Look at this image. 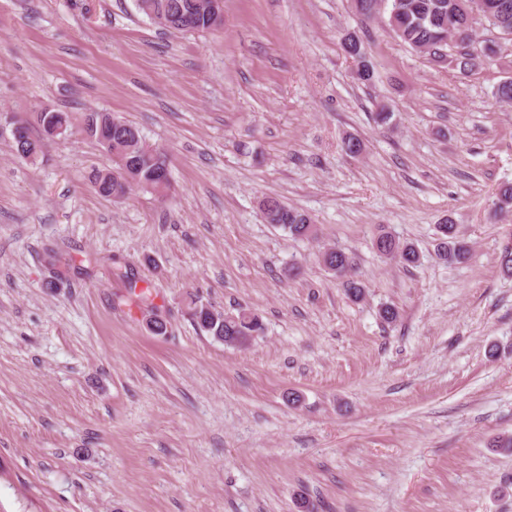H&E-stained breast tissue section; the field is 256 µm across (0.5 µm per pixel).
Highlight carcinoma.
Masks as SVG:
<instances>
[{"label":"carcinoma","instance_id":"obj_1","mask_svg":"<svg viewBox=\"0 0 512 512\" xmlns=\"http://www.w3.org/2000/svg\"><path fill=\"white\" fill-rule=\"evenodd\" d=\"M202 0H152L155 11L159 12L154 21L161 29L175 32L167 24L183 14L199 8ZM364 5L355 6L357 12L365 17L376 13L388 14V26L396 38L413 51L427 55L436 60L437 50L448 47V65L459 72H469L491 58L497 51L487 46L478 56L470 52L475 43L477 26L488 25L506 35L512 31V0H362ZM344 53L356 63L355 78L362 84H369L374 79L372 64L366 59L360 41L350 40V48ZM113 120L107 113L89 112L83 119V130L87 136L95 139L111 157L128 161L133 176L141 190L158 194L155 188L154 174L165 164L158 148L150 145L142 135L128 144L117 141L109 142L99 135V126ZM43 138L26 137L22 142H15L18 156L30 163L36 162L43 152L44 141L54 139L52 129L70 130L73 121L68 112H48L38 120ZM492 206L495 214L506 216L512 212V183L499 185L494 193ZM260 210L264 220L281 228L294 239H307L315 234V225L303 212L290 208L274 198L260 201ZM438 231L441 242L437 256L448 265L462 262L468 250L459 240L456 226L440 224ZM378 253L398 261L403 266H414L420 261V255L413 245L403 243L391 233L380 230L375 239ZM323 265L342 280L346 294L352 299L362 295V284L351 276L354 266L352 256L339 247L326 249L321 256ZM187 308L190 319L196 327L209 336H222L224 341L232 342L238 338L247 341L263 330L259 317L251 312L241 311L236 315L214 318L205 311L203 304L192 299Z\"/></svg>","mask_w":512,"mask_h":512}]
</instances>
